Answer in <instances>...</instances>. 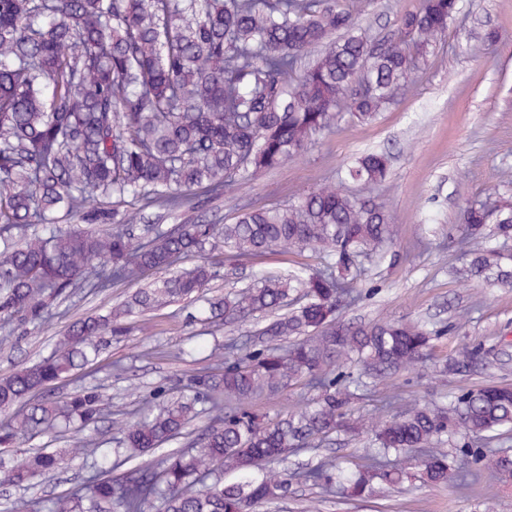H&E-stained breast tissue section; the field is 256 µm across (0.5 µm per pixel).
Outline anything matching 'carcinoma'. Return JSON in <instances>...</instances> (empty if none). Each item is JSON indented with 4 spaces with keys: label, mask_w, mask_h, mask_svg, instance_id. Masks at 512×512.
<instances>
[{
    "label": "carcinoma",
    "mask_w": 512,
    "mask_h": 512,
    "mask_svg": "<svg viewBox=\"0 0 512 512\" xmlns=\"http://www.w3.org/2000/svg\"><path fill=\"white\" fill-rule=\"evenodd\" d=\"M370 0H0V347L15 325L50 326L57 305L75 291L112 284L137 289L101 316L78 318L49 357L0 378V487L28 488L62 465L87 466L85 481L41 502L43 512H249L285 498L297 475L290 453L333 436H370L373 447L350 470L329 460L304 472L325 493L363 500L405 479L440 486L456 472L467 484L485 471L512 485V456L486 444L512 434V383L480 384L448 406L415 403L379 415L354 412L374 396L365 379L386 382L413 368L439 335L417 320L354 322L342 310L363 299L362 259L381 255L391 215L370 196L327 181L298 203L259 208L217 226L196 215L253 184L333 129L341 108L371 121L448 31L457 0H422L394 33L373 37L355 16ZM383 154H369L348 177L380 185ZM487 190L495 210L471 203L463 213L467 262L456 280L512 288V201ZM190 214L142 235L145 208ZM86 225L63 231L51 215ZM312 249L324 260L288 280L258 277L252 286L208 302L207 319L262 318L242 342L212 352L214 367L191 378L196 396L158 414H133L122 450L101 447L84 428L106 398L83 385L106 336L125 319L151 316L193 298L219 276L214 253L241 261L284 249ZM195 264L145 282L189 258ZM482 343L461 348L448 371L467 375ZM80 391L60 406L31 394L62 378ZM295 386L317 392L273 422L245 408ZM214 416L193 428L198 402ZM63 428L65 448H18L36 433ZM181 438V447L118 476L112 458L135 460ZM459 449L462 459L444 451ZM235 472L236 483H224Z\"/></svg>",
    "instance_id": "1"
}]
</instances>
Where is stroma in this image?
I'll return each mask as SVG.
<instances>
[{"label":"stroma","mask_w":512,"mask_h":512,"mask_svg":"<svg viewBox=\"0 0 512 512\" xmlns=\"http://www.w3.org/2000/svg\"><path fill=\"white\" fill-rule=\"evenodd\" d=\"M420 0H374L359 16L360 26L378 36L393 33L398 18L416 10ZM389 153V176L371 190L351 184L353 192L377 196L392 215L390 256L367 263L366 279L377 295L346 310L358 320L420 319L440 328L460 327L434 343L430 355L392 378L403 402L447 400L448 396L489 380L512 382V288H493L472 280L457 282L448 267L460 264L458 226L467 202L482 199L495 185L512 196V0H459V20L436 44L422 69L405 82L396 102L369 123L343 116L332 132L319 136L306 152L278 169L262 173L252 187L224 203L207 205L208 215L227 219L259 207L294 204L326 179L344 177L363 153ZM312 251L267 255L240 265L221 264L222 276L205 297H220L256 277L285 276L319 267ZM130 292L121 285L101 295L75 293L56 310L48 329L17 326L12 346L0 350V377L48 356L67 325L105 310ZM199 304L181 301L153 316L151 335L130 328L109 339L85 382L100 386L110 399L105 413L88 428L106 448L118 447L117 420L141 408L159 410L187 392L191 378L212 366L211 348L230 337H244L251 323L234 326L203 321ZM482 342L484 361L469 376L442 372L462 345ZM123 365L112 374L108 363ZM71 465L40 478L24 491L0 490V504L46 500L81 480ZM255 512H512V489L482 476L462 487L457 481L430 486L407 480L383 494L346 501L299 480L287 498L257 506Z\"/></svg>","instance_id":"1"}]
</instances>
